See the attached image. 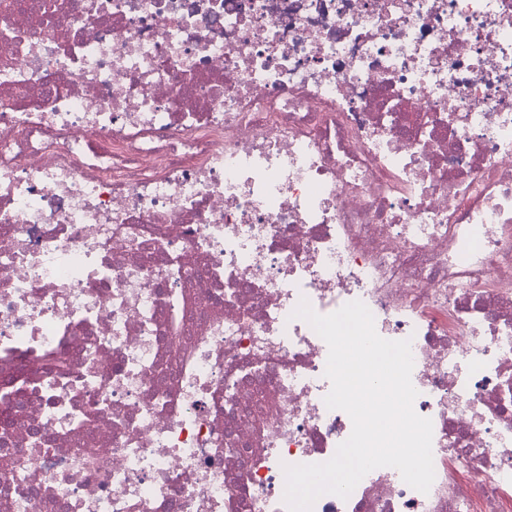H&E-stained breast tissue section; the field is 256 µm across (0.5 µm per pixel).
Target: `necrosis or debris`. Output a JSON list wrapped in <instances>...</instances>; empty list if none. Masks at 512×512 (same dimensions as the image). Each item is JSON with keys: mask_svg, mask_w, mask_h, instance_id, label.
<instances>
[{"mask_svg": "<svg viewBox=\"0 0 512 512\" xmlns=\"http://www.w3.org/2000/svg\"><path fill=\"white\" fill-rule=\"evenodd\" d=\"M303 299L411 339L435 471L312 512H512V0H0V512H287Z\"/></svg>", "mask_w": 512, "mask_h": 512, "instance_id": "necrosis-or-debris-1", "label": "necrosis or debris"}]
</instances>
